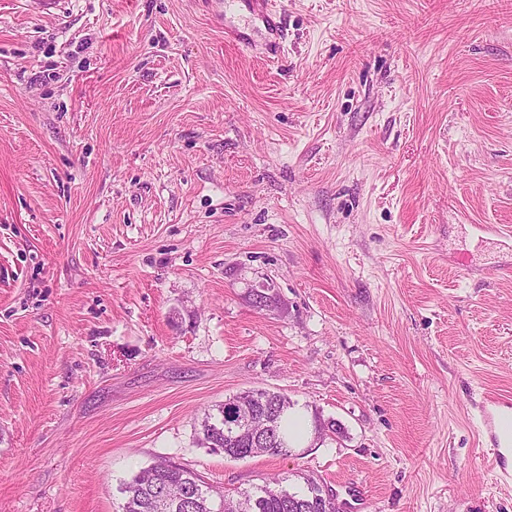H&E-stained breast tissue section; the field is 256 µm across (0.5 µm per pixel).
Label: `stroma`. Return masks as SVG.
<instances>
[{
    "label": "stroma",
    "instance_id": "35a3bbf8",
    "mask_svg": "<svg viewBox=\"0 0 512 512\" xmlns=\"http://www.w3.org/2000/svg\"><path fill=\"white\" fill-rule=\"evenodd\" d=\"M275 2L277 62L243 0H0V512H122L160 459L216 504L512 512V0ZM250 388L293 455L198 445ZM252 391L259 394L260 400L266 402V410L270 412L268 416L272 422V432L265 443L256 446L248 435L236 434L231 437L225 431L226 423L230 418L229 413L228 410H224L225 404H220L216 405L212 412L205 413L199 422L198 441L201 445L213 451H222L226 458L241 460L261 454L281 456L278 450L279 439H284L291 444L292 441L288 437V433L295 442L303 436L306 426L303 417L299 414L291 416L288 426V411H291L294 406L288 396L264 389H253ZM210 423L213 424L212 428L209 427ZM483 427L493 446V468L504 480L512 477V399L486 395L480 405Z\"/></svg>",
    "mask_w": 512,
    "mask_h": 512
}]
</instances>
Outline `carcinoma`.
<instances>
[{
    "label": "carcinoma",
    "mask_w": 512,
    "mask_h": 512,
    "mask_svg": "<svg viewBox=\"0 0 512 512\" xmlns=\"http://www.w3.org/2000/svg\"><path fill=\"white\" fill-rule=\"evenodd\" d=\"M256 393L265 402L272 422V432L263 445H255L247 435H229L225 431L229 413L222 404L204 414L199 422L200 444L213 451L220 450L224 457L233 460L261 454L280 455L278 440H290L288 411L293 409V403L279 392L258 389ZM282 483L283 479L274 478L252 494L242 493L240 501L225 500L226 512H238L243 507L248 512H338L334 502L318 498L319 483L309 480L307 490L295 492L284 489ZM157 489L177 499L176 508L171 512H220L212 506L196 474L167 460L155 462L122 484L123 512H155L153 500Z\"/></svg>",
    "instance_id": "obj_1"
}]
</instances>
